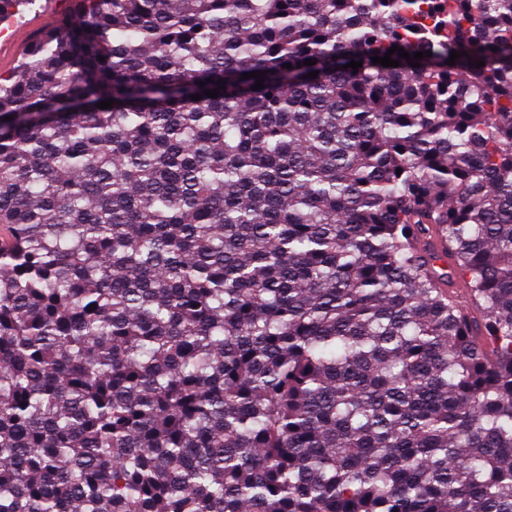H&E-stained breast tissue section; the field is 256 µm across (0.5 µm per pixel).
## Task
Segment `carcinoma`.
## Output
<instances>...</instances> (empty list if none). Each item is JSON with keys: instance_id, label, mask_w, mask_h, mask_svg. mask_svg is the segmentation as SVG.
Returning <instances> with one entry per match:
<instances>
[{"instance_id": "cac0c4a2", "label": "carcinoma", "mask_w": 512, "mask_h": 512, "mask_svg": "<svg viewBox=\"0 0 512 512\" xmlns=\"http://www.w3.org/2000/svg\"><path fill=\"white\" fill-rule=\"evenodd\" d=\"M76 2L0 74V512H512V0Z\"/></svg>"}]
</instances>
